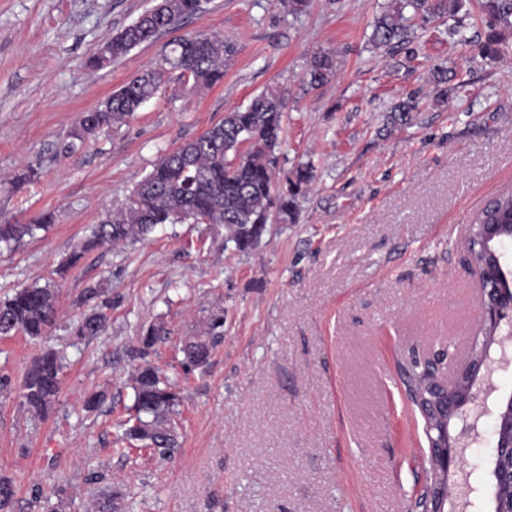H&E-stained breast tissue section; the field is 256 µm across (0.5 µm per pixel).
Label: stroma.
<instances>
[{
  "mask_svg": "<svg viewBox=\"0 0 512 512\" xmlns=\"http://www.w3.org/2000/svg\"><path fill=\"white\" fill-rule=\"evenodd\" d=\"M390 3L307 0L292 15L274 0H202L175 29L94 70L88 59L153 0H0V215L15 224L57 215L0 255V299L49 284L60 309L41 339L0 336V376L11 379L0 392V476L16 485L12 512H42L39 495L59 512H406L428 444L396 361L413 346L468 355L479 294L463 240L473 213L512 187V31L501 34V54L486 56L489 30L466 0L457 18L415 28L410 61L369 40ZM195 32L235 46L223 83L200 89L168 73L134 118L66 151L81 113ZM319 51L333 54L336 75L313 88ZM437 65L453 72L441 100ZM268 90L286 100L278 169H315L295 221H270L247 254L210 225L166 224L66 267L162 154ZM410 96L412 124H388ZM28 168L35 180L15 187ZM90 286L112 306L105 332L80 340L77 298ZM216 312L223 341L207 367L186 370L183 340ZM150 324L168 333L142 358ZM62 347L57 399L31 415L20 405L26 367ZM143 360L180 394L168 459L120 439ZM94 392L105 400L89 412ZM477 393L498 410L512 396V367ZM491 413L451 482L466 470L480 484L473 467L494 446Z\"/></svg>",
  "mask_w": 512,
  "mask_h": 512,
  "instance_id": "obj_1",
  "label": "stroma"
}]
</instances>
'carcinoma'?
<instances>
[{
    "mask_svg": "<svg viewBox=\"0 0 512 512\" xmlns=\"http://www.w3.org/2000/svg\"><path fill=\"white\" fill-rule=\"evenodd\" d=\"M463 0H440L435 7L427 0H395L375 20L372 42L381 47L407 42L410 18L414 13L435 9L453 17ZM200 9V0H163L159 10L144 11L133 23L114 35L112 61L124 57L133 48L151 42L161 29L187 18ZM478 18L491 30L484 52L499 54L501 31L512 30V0H479ZM235 53L233 44L215 33L180 36L164 47L159 65L130 80L113 92L96 109L80 115L73 133L76 140L96 131L123 124L134 117L151 99L169 71L189 76L200 88H210L224 79V64ZM336 73L333 55L320 53L313 58L309 84L318 87ZM285 102L280 94L263 92L244 109L227 112L224 119L193 139L163 155L152 171L139 181L121 206L95 225L91 237L72 253L66 266L77 264L86 252L99 246L134 243L144 239L157 226L187 221L224 228V244H233L241 253L254 250L266 233L271 216L281 222L295 218L296 200L313 179L306 165L277 180L275 152L283 132ZM415 104L400 102L388 116L392 125H407L413 119ZM55 223V215L46 212L29 224L0 221V251L10 250L25 238L33 239ZM475 224H503L505 236H512V193L501 192L474 214ZM101 289L90 286L77 299L90 310L76 327L78 336H96L106 329V315L97 299ZM58 294L53 286H30L16 290L0 300V335L22 333L39 338L58 319ZM224 317L211 315L201 336L184 340L183 365L199 369L208 365L213 348L223 339ZM64 356L48 350L35 356L22 382V405L28 411L43 414L55 402L59 391ZM132 418L120 423L129 440L146 443L147 449L162 458L171 456L178 446L172 419L179 395L168 378L156 366L145 362L137 368L132 386ZM14 482L0 478V512H9L15 497Z\"/></svg>",
    "mask_w": 512,
    "mask_h": 512,
    "instance_id": "1",
    "label": "carcinoma"
}]
</instances>
